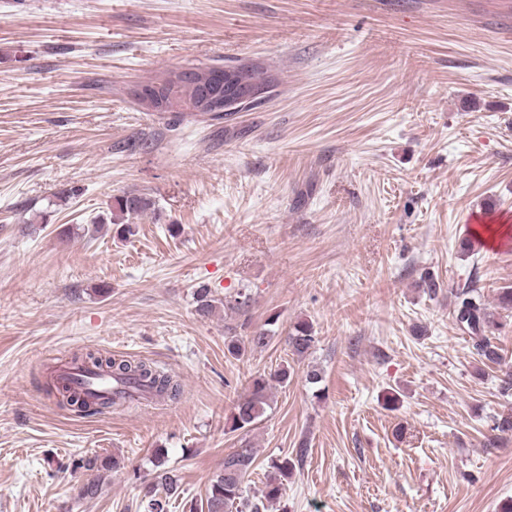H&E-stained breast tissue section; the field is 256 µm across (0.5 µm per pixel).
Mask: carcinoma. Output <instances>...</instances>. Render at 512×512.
Segmentation results:
<instances>
[{
  "mask_svg": "<svg viewBox=\"0 0 512 512\" xmlns=\"http://www.w3.org/2000/svg\"><path fill=\"white\" fill-rule=\"evenodd\" d=\"M231 70L238 82L251 84L258 81L261 70L258 66L236 65L229 68L221 65H211L199 68L203 74L216 75L224 70ZM154 203L144 194H128L115 199L112 206V223L121 224L120 236L127 237L135 233L131 219L151 209ZM452 317L458 328L468 335L472 348L480 362L488 366L502 361L500 348L494 343L491 333L500 329L503 323L497 321L492 312L481 298L479 292L470 287L456 290ZM197 311L203 317L210 315L214 308L211 289L201 285L196 290ZM250 295L239 291L236 297L224 301V308L238 314L247 312ZM274 335L264 330L240 340L235 336L229 337L226 349L230 356L238 359L251 349L267 346ZM316 336L313 327L306 321L296 322L285 337L288 350L298 356L306 355L314 347ZM81 367L88 371L107 370L112 376L121 380H138L150 390L151 397L164 400L174 398L180 393L176 380L159 367L142 360L111 359L99 352L88 350L74 358ZM291 377L290 368L282 366L273 373L255 377L250 382L246 394L235 405L230 419L231 430L247 429L265 414L270 406L269 391L271 383L286 384ZM62 402L78 412H99L117 405V402H91L79 392L63 386L59 388ZM255 460V450L248 443L242 444L234 452L224 456V468L210 482L207 489L205 506L207 512H268V505L277 502L285 491V484L293 472V463L288 458L272 462L273 472L267 475L261 496L250 500L243 496V484L252 473ZM157 467L154 482L146 486V512H167L171 507V498L180 488V477L172 470L164 468L162 454H157Z\"/></svg>",
  "mask_w": 512,
  "mask_h": 512,
  "instance_id": "1",
  "label": "carcinoma"
}]
</instances>
